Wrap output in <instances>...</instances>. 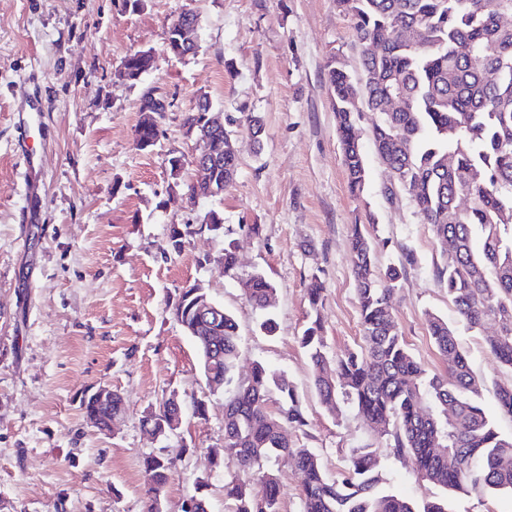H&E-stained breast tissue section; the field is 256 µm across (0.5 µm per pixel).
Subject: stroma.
Masks as SVG:
<instances>
[{"instance_id":"obj_1","label":"stroma","mask_w":512,"mask_h":512,"mask_svg":"<svg viewBox=\"0 0 512 512\" xmlns=\"http://www.w3.org/2000/svg\"><path fill=\"white\" fill-rule=\"evenodd\" d=\"M186 10L200 17V48L185 60L165 54L167 31ZM152 50L153 68L138 84L118 79L126 54ZM363 48L349 16L333 0H0V512H143L145 455L160 445L140 418L148 404L175 390L183 398L206 389L194 344L167 305L178 289L201 282L238 325L248 374L259 361L285 374L307 418L287 429L288 442L314 451L336 475L357 448H382L351 411L333 416L313 388L299 338L312 311L307 286L324 285L323 336L331 354L361 342L362 327L349 239L363 225L378 249L376 266H405L394 319L416 360L431 373L445 364L429 334L434 313L454 324L474 374L491 387L512 370L488 352L497 326L468 329L445 282L429 225L408 199L388 205V172L371 141L375 112L358 124L367 171L352 196L330 100L328 64L341 60L360 74ZM45 105L41 127L24 130L14 111L28 76ZM167 97L164 131L150 151L138 149L139 99L147 89ZM207 93L235 132L238 172L223 196L188 202L195 178L185 165L172 178L168 152L200 149L184 119ZM261 117L254 143L246 116ZM28 140L42 159L39 202L30 205L17 147ZM224 215L225 237L197 234L205 213ZM188 229L181 254H167L171 225ZM237 246L239 270L263 272L277 287L275 335L259 329L262 311L242 295L217 262L225 240ZM102 383L127 405L120 432L91 426L78 396ZM171 449L184 455L170 480L164 512H182L191 496L211 512H228L225 483L240 473L233 453L210 467L224 443V400L212 397L205 417H187ZM384 475L403 496L449 498L452 512H512V496L480 499L418 480L406 460L386 462Z\"/></svg>"}]
</instances>
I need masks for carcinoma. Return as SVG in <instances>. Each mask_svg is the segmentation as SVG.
<instances>
[{"instance_id": "carcinoma-1", "label": "carcinoma", "mask_w": 512, "mask_h": 512, "mask_svg": "<svg viewBox=\"0 0 512 512\" xmlns=\"http://www.w3.org/2000/svg\"><path fill=\"white\" fill-rule=\"evenodd\" d=\"M348 15L364 47V85L339 61L328 65L336 132L350 193L365 184L363 150L356 132L360 113L351 99L360 93L370 112L375 151L391 169L395 183L382 193L386 202L407 189L424 223L430 225L446 263L437 269L458 317L470 328L504 321L511 328L485 338L490 353L512 370V25L496 18L512 0H334ZM403 100L397 112L383 109L387 93ZM165 97L152 90L139 111L165 112ZM212 107L199 95L184 126L198 136ZM135 136L156 146L157 123L137 125ZM213 150L224 153L230 183L237 174L232 131L209 134ZM377 243L359 225L351 232V263L358 295L362 344L331 356L323 337V283L311 278L307 289L314 317L300 337L308 354L320 403L334 415L350 405L387 448H358L346 466L329 478L320 458L294 448L280 431L307 425L299 396L288 379L257 362L247 376L237 371L239 327L224 312L218 325L200 336L191 301L178 296L170 314L192 341L201 370L224 384V447L235 449L244 477L224 485L231 512H280L279 482L272 463L287 462L303 475L301 512H450L448 502L417 508L393 490L383 461L408 458L418 479L444 490L477 497L512 495V436L501 433L483 407L486 385L473 373L448 320L428 316L429 333L447 366L432 376L415 360L392 316V299L402 268L375 266ZM244 297L267 313L260 324L275 331L269 316L276 286L261 271L237 276ZM501 413L512 417V385L495 389ZM276 398L277 410L269 408ZM124 406L119 393L112 408L79 403L95 413L98 431L110 412ZM177 457L149 454L145 512H156L157 497L176 470Z\"/></svg>"}]
</instances>
